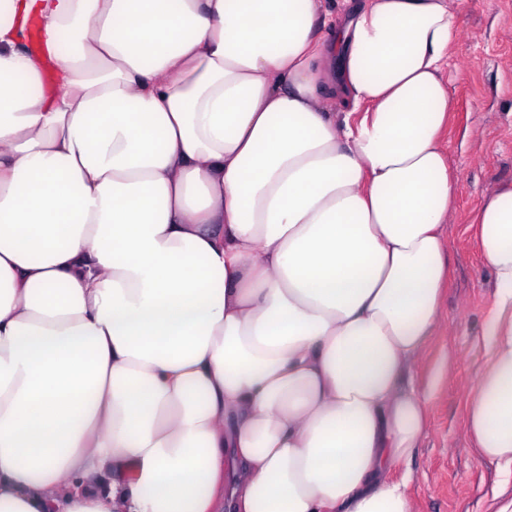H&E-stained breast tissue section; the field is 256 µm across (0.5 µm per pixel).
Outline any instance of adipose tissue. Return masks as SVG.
Segmentation results:
<instances>
[{"instance_id":"adipose-tissue-1","label":"adipose tissue","mask_w":512,"mask_h":512,"mask_svg":"<svg viewBox=\"0 0 512 512\" xmlns=\"http://www.w3.org/2000/svg\"><path fill=\"white\" fill-rule=\"evenodd\" d=\"M0 0V512H413L454 0ZM465 432L512 512V181Z\"/></svg>"}]
</instances>
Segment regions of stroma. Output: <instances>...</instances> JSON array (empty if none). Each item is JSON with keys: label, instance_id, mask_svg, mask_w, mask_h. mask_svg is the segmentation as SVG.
<instances>
[{"label": "stroma", "instance_id": "obj_1", "mask_svg": "<svg viewBox=\"0 0 512 512\" xmlns=\"http://www.w3.org/2000/svg\"><path fill=\"white\" fill-rule=\"evenodd\" d=\"M462 35L446 80L455 108L448 152L458 176L457 206L448 226L453 273L445 290L448 327L432 341L413 374L419 388L439 377L429 432L406 462L414 512H490L496 466L484 459L462 426L483 352L494 288L475 242L473 214L484 195L512 181V0H458ZM475 134L460 147L464 129Z\"/></svg>", "mask_w": 512, "mask_h": 512}]
</instances>
